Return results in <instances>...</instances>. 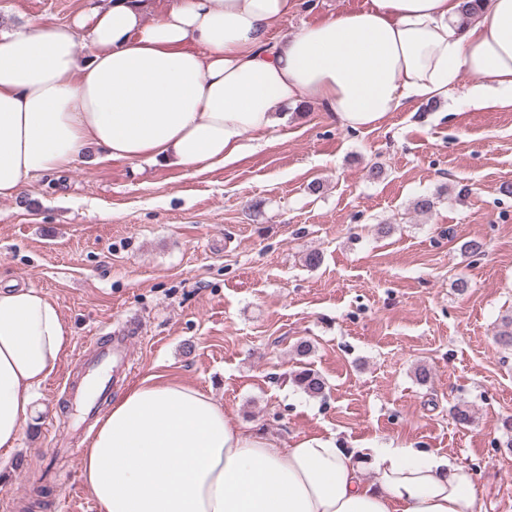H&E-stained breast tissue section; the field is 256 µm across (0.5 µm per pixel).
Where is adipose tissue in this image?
Returning <instances> with one entry per match:
<instances>
[{
	"mask_svg": "<svg viewBox=\"0 0 512 512\" xmlns=\"http://www.w3.org/2000/svg\"><path fill=\"white\" fill-rule=\"evenodd\" d=\"M368 0L280 37L297 0H89L0 28V200L78 160L211 170L267 143L286 109L376 126L447 97L512 108V0ZM87 55H80V47ZM68 346L57 304L0 288V452L17 446ZM80 477L101 512H480L450 456L335 435L282 447L198 388L151 374L99 419Z\"/></svg>",
	"mask_w": 512,
	"mask_h": 512,
	"instance_id": "obj_1",
	"label": "adipose tissue"
}]
</instances>
